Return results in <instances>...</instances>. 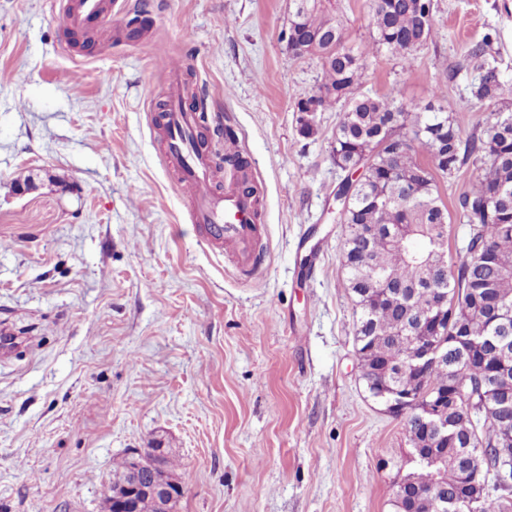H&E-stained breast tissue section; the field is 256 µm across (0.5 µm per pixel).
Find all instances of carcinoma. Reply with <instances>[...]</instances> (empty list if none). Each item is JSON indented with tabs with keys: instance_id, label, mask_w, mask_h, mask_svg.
Segmentation results:
<instances>
[{
	"instance_id": "obj_1",
	"label": "carcinoma",
	"mask_w": 512,
	"mask_h": 512,
	"mask_svg": "<svg viewBox=\"0 0 512 512\" xmlns=\"http://www.w3.org/2000/svg\"><path fill=\"white\" fill-rule=\"evenodd\" d=\"M289 18L301 52L322 63L318 89L296 107L315 103L322 112L338 104L331 152L344 172L364 160L368 170L347 185L351 205L339 215L345 225L344 287L358 313L356 355L361 378L370 395L389 405L395 396L415 385L420 400L408 411L404 426L412 442L434 448L439 462L414 473L423 496L414 504L393 499L395 512H448L443 493L453 497L465 484L467 472L486 475L485 489H476L475 512H490L487 491L498 493V512H512V487L500 485L491 470L498 461L501 428L512 431V347L490 354L506 366L498 378L475 353L466 355L449 340L460 331L487 336L496 331L488 313L492 304L512 314V82L483 60L490 37L471 51L479 77L471 85L478 104L497 110L482 129L464 139L460 123L450 112H403L388 96L359 92L368 60L384 47L408 66L416 40L427 41L433 31L431 0H372V42L358 47L345 43L335 18L323 0H294ZM419 145L429 155L420 161ZM476 168L469 189L458 198L467 219V243L482 257L463 256L444 263L430 253L448 243V209L438 180L455 177L467 164ZM433 338L444 358L418 378L407 360L418 342ZM475 403L460 401L448 410L454 436L444 441L420 431L418 417L425 404L441 397L450 386ZM509 397L506 409L489 425L481 403Z\"/></svg>"
}]
</instances>
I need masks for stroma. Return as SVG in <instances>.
Segmentation results:
<instances>
[{
  "mask_svg": "<svg viewBox=\"0 0 512 512\" xmlns=\"http://www.w3.org/2000/svg\"><path fill=\"white\" fill-rule=\"evenodd\" d=\"M68 27L54 0H0V512H103L114 462L163 448L187 477L176 512H394L412 472L402 419L373 399L344 286L337 109L299 133L321 64L281 40L293 0H150L127 36ZM348 45L370 41L371 0H329ZM410 67L379 51L360 91L407 112L428 102L484 126L469 51L512 80V0H432ZM183 57L210 153L224 130L262 195L261 272L208 245L160 147L159 62ZM440 182L448 257L468 235Z\"/></svg>",
  "mask_w": 512,
  "mask_h": 512,
  "instance_id": "stroma-1",
  "label": "stroma"
}]
</instances>
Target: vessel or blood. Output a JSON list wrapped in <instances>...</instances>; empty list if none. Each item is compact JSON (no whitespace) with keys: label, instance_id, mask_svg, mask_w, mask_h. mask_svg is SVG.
Segmentation results:
<instances>
[{"label":"vessel or blood","instance_id":"obj_1","mask_svg":"<svg viewBox=\"0 0 512 512\" xmlns=\"http://www.w3.org/2000/svg\"><path fill=\"white\" fill-rule=\"evenodd\" d=\"M115 7L114 0H63L62 12L71 25H100L111 18ZM167 69L173 82L167 108L157 118L161 150L178 182L189 190L193 218L204 241L224 246L240 275L252 277L263 264L258 249L260 197L244 194L235 182L220 187L221 174L212 161L191 149L189 140L199 133V115L186 105L192 93L184 77L186 64L171 61Z\"/></svg>","mask_w":512,"mask_h":512}]
</instances>
